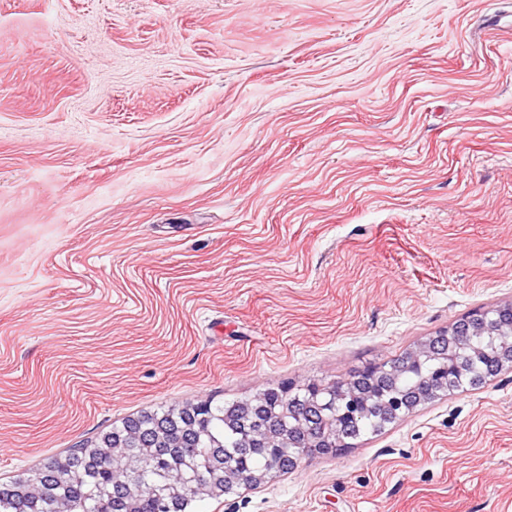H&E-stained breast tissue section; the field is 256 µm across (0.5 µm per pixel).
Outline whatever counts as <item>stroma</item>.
Wrapping results in <instances>:
<instances>
[{"label": "stroma", "instance_id": "35a3bbf8", "mask_svg": "<svg viewBox=\"0 0 512 512\" xmlns=\"http://www.w3.org/2000/svg\"><path fill=\"white\" fill-rule=\"evenodd\" d=\"M512 302V0H0V479ZM198 512H512V370Z\"/></svg>", "mask_w": 512, "mask_h": 512}]
</instances>
